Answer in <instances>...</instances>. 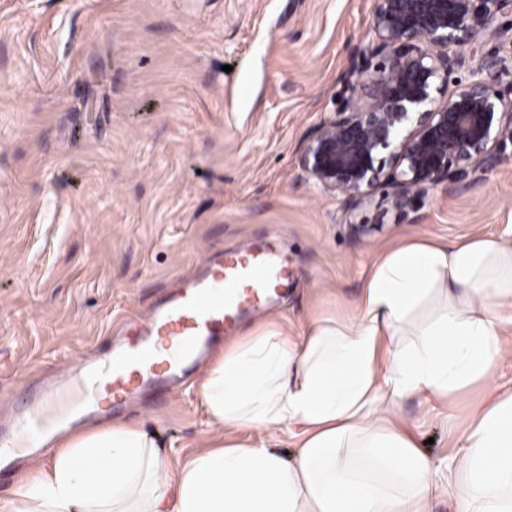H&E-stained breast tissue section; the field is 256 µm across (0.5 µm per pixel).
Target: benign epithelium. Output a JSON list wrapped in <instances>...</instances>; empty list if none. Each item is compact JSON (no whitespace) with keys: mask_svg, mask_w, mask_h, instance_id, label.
<instances>
[{"mask_svg":"<svg viewBox=\"0 0 512 512\" xmlns=\"http://www.w3.org/2000/svg\"><path fill=\"white\" fill-rule=\"evenodd\" d=\"M507 15L512 0H375L369 53L383 66L358 82L364 102L349 100L309 133L301 168L350 213L390 186L403 217L443 181L468 187L472 161L495 169L512 147V98L493 85L506 58L481 42L512 33ZM461 70L470 80L437 100Z\"/></svg>","mask_w":512,"mask_h":512,"instance_id":"obj_1","label":"benign epithelium"}]
</instances>
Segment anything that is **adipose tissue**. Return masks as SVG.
<instances>
[{"mask_svg": "<svg viewBox=\"0 0 512 512\" xmlns=\"http://www.w3.org/2000/svg\"><path fill=\"white\" fill-rule=\"evenodd\" d=\"M512 330V240L406 238L372 265L353 316L304 338L262 323L212 357L199 387L211 445L171 468L139 425L48 430L0 512H512V389L490 382ZM488 383L432 462L400 401L449 404ZM295 437L287 460L227 428Z\"/></svg>", "mask_w": 512, "mask_h": 512, "instance_id": "obj_1", "label": "adipose tissue"}]
</instances>
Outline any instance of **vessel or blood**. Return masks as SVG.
Here are the masks:
<instances>
[{
    "instance_id": "b4317fda",
    "label": "vessel or blood",
    "mask_w": 512,
    "mask_h": 512,
    "mask_svg": "<svg viewBox=\"0 0 512 512\" xmlns=\"http://www.w3.org/2000/svg\"><path fill=\"white\" fill-rule=\"evenodd\" d=\"M287 282L288 266L272 246L218 256L203 252L196 274L166 305L126 320L123 341L105 355L100 368L87 369L82 357L74 356V369L100 380L98 388L86 391L85 405L95 404L102 390L123 403L162 384L174 389L184 372L243 316L269 310ZM170 347L177 349L178 359L167 355ZM41 413V402L31 401L10 442L32 443Z\"/></svg>"
}]
</instances>
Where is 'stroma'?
<instances>
[{
  "mask_svg": "<svg viewBox=\"0 0 512 512\" xmlns=\"http://www.w3.org/2000/svg\"><path fill=\"white\" fill-rule=\"evenodd\" d=\"M374 0H0V413L39 377L65 392L81 354L162 303L197 253L276 238L287 295L267 318L294 336L349 315L379 253L406 237L512 234V159L475 186L439 184L408 216L382 198L347 213L299 166L374 34ZM192 373L172 397L100 400L73 426L155 433L171 462L210 434ZM485 396L405 397L434 461Z\"/></svg>",
  "mask_w": 512,
  "mask_h": 512,
  "instance_id": "stroma-1",
  "label": "stroma"
}]
</instances>
